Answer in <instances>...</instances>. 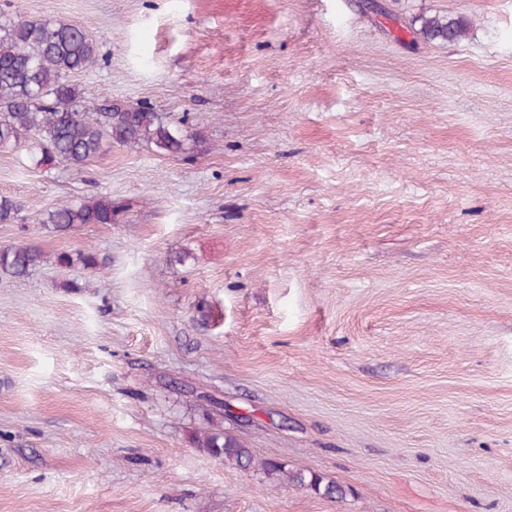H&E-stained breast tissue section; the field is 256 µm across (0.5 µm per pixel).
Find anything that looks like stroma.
Instances as JSON below:
<instances>
[{
  "instance_id": "obj_1",
  "label": "stroma",
  "mask_w": 512,
  "mask_h": 512,
  "mask_svg": "<svg viewBox=\"0 0 512 512\" xmlns=\"http://www.w3.org/2000/svg\"><path fill=\"white\" fill-rule=\"evenodd\" d=\"M376 4L0 0L86 30L82 100L190 136L0 151V247L49 257L0 275V512H512V0ZM93 198L113 223L40 222ZM417 33L429 41L456 42L465 33V23L459 18L444 16L421 17ZM59 265H81L84 268H97L105 266V259L93 251H78L76 253H61L57 255ZM193 444L200 451L225 462H234L239 467L250 466L253 460L249 448L224 432H200L195 435ZM264 468L268 475L276 474L282 477L284 482L293 486L306 487L316 493L322 492L323 495L328 497L343 498L346 495L345 489L333 482L324 483L322 478L316 475L308 476L301 470L286 469L285 466L280 465L275 460L264 462Z\"/></svg>"
}]
</instances>
